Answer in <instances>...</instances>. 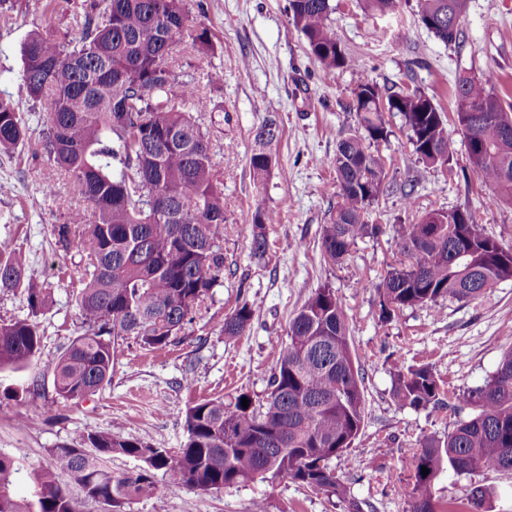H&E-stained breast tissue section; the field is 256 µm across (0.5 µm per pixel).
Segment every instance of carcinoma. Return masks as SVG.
<instances>
[{"mask_svg": "<svg viewBox=\"0 0 512 512\" xmlns=\"http://www.w3.org/2000/svg\"><path fill=\"white\" fill-rule=\"evenodd\" d=\"M75 33L31 31L21 45L20 86L35 103L47 101L43 162L70 183L84 203L57 227L64 251L80 256L78 307L84 334L51 361L53 388L78 400L112 381L115 345L128 336L144 346L171 345L224 272V180L214 160L206 113L218 108L209 93L184 78L186 52L214 51L203 23L189 25L185 0H69ZM469 0H416L423 26L446 45H458ZM331 0H288L290 24L324 68L360 70L330 22ZM353 111L363 133L336 145L333 168L339 201L321 227V249L341 262L357 241L378 234L366 221L383 179L379 151L387 140L384 113L405 118L408 139L424 165H445L455 154L447 116L434 98L417 90L383 95L377 82L359 76ZM455 124L470 122L480 145H465L471 170L495 202L512 205V104L489 81L460 74L454 84ZM281 136L277 112L257 127L249 158L254 176H269L271 150ZM27 143V128L10 96L0 95V151ZM276 212L257 207L252 254L266 252L265 226ZM395 250L403 257L376 284L379 318L406 307L440 308V301H471L512 279V248L488 236L475 214L432 211L400 224ZM0 289H21L31 315L45 309L51 292L25 275L12 248L0 249ZM255 307L245 301L224 317L232 339L252 327ZM269 389L261 400L245 392L187 408L185 441L178 451L121 440L104 432L82 434L52 449L53 469L33 474L30 497L11 494L19 464L0 452V512H78L61 478L85 497L122 512L133 497L152 495L154 471L200 494L220 492L257 478L286 477L313 491L349 498L336 460H347L364 423L363 377L351 346L346 314L332 288L318 289L288 325ZM40 353V333L30 318L0 323V370L21 369ZM393 395L415 410L443 409L427 365L394 366ZM248 399V407L242 399ZM459 403L472 414L454 423L443 440L426 438L413 458L411 512H446L432 487L449 467L460 474L512 471V349L491 378ZM140 459L137 471L115 473L112 455ZM429 473L422 475V468Z\"/></svg>", "mask_w": 512, "mask_h": 512, "instance_id": "1", "label": "carcinoma"}]
</instances>
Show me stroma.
I'll use <instances>...</instances> for the list:
<instances>
[{
	"mask_svg": "<svg viewBox=\"0 0 512 512\" xmlns=\"http://www.w3.org/2000/svg\"><path fill=\"white\" fill-rule=\"evenodd\" d=\"M16 2L13 19L0 17V94L16 100L30 130L25 147L0 153V183L8 188L0 194V241L19 251L28 278L50 289L51 302L35 315L39 357L23 370L0 372V451L21 467L14 495L27 497L32 474L48 469L53 448L77 435L102 431L176 449L184 441L188 406L239 390L263 398L290 319L318 288L329 286L348 318L366 404L342 478L362 512H409L412 460L421 440L444 438L467 412L400 406L392 395L393 364L430 366L449 397L483 385L512 348V280L472 301L444 300L437 312L398 310L387 322L379 317L374 286L399 259L393 241L398 225L431 211L467 208L489 236L512 247V205L489 199L464 152L444 168L418 164L405 119L392 112L385 116L389 136L381 146L386 176L367 218L381 232L358 241L343 262L326 261L320 234L337 203L332 160L338 140L358 127L351 104L359 72L327 71L309 54L304 37L288 23V0H187L192 18L212 28L217 49L192 54L186 72L203 92L213 71L223 73L221 109L204 122L224 175V276L174 344L154 350L127 337L116 347L110 384L80 400L60 399L49 363L84 327L78 257L58 245L56 229L80 200L63 177L34 158L45 106L21 92L19 71L21 44L33 24L62 33L71 19L67 0H56L50 13L45 0ZM332 5L343 46L382 89L419 90L450 115L455 77L468 74L489 79L494 92L512 103V0H469L459 46L443 44L419 23L413 0L385 16L366 11L361 0ZM271 107L280 117L281 137L276 166L259 181L248 158L254 131ZM410 179L416 185L407 199L402 188ZM48 181L56 185L54 197L31 206ZM260 205L274 209L278 220L267 225V251L256 258L252 215ZM245 301L256 306L250 331L225 339V315ZM155 481L154 495L126 501L123 512H251L260 500L267 512H347L336 497L285 477L205 495L171 486L160 470ZM476 485L491 490V512H512V472L447 468L433 494L458 507Z\"/></svg>",
	"mask_w": 512,
	"mask_h": 512,
	"instance_id": "1",
	"label": "stroma"
}]
</instances>
